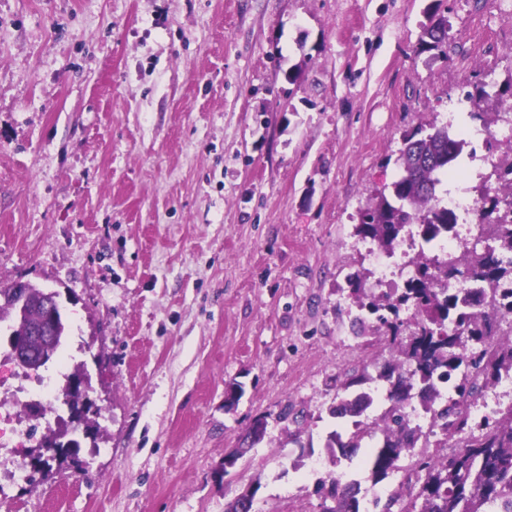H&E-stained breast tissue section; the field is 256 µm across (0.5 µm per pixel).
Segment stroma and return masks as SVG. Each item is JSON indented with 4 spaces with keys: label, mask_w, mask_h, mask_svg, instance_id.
Returning <instances> with one entry per match:
<instances>
[{
    "label": "stroma",
    "mask_w": 512,
    "mask_h": 512,
    "mask_svg": "<svg viewBox=\"0 0 512 512\" xmlns=\"http://www.w3.org/2000/svg\"><path fill=\"white\" fill-rule=\"evenodd\" d=\"M433 4L0 0V288L59 292L100 410L0 512H225L253 485L259 512H321L336 378L372 359L342 301L360 209L466 94L502 101L469 188L512 136V0H443L425 50Z\"/></svg>",
    "instance_id": "1"
}]
</instances>
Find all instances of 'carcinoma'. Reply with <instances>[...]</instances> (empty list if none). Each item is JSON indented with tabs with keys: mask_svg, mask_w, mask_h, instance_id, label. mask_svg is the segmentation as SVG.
Listing matches in <instances>:
<instances>
[{
	"mask_svg": "<svg viewBox=\"0 0 512 512\" xmlns=\"http://www.w3.org/2000/svg\"><path fill=\"white\" fill-rule=\"evenodd\" d=\"M448 39L445 21L424 30L422 48L439 47ZM481 113L498 110L497 94L485 89L466 96ZM468 147L452 124L419 126L403 138L397 159L399 177L376 194L360 212L354 235L370 240L391 253L409 228L424 243L448 235L456 224L455 215L439 205L441 175L455 170ZM499 192L491 197L488 188L481 190L486 206L482 207L479 236L459 256L431 257L418 252L410 264L415 275L405 287L376 295L366 288L370 274L356 271L347 275L350 293L358 309L386 327L381 337L380 353H388L378 373L368 366L345 375L336 387V406L330 414L336 418H357L364 414L371 397L368 388L383 387L385 409L349 437L346 444L336 445L338 433L327 436L326 448L333 464L349 458L336 450L357 448L366 435L380 434L378 447L369 461L371 478L379 483L397 469L403 457H413L414 478H406V491H397L377 505L378 512H512V407L495 416L476 420L464 408H450L438 413L443 434L457 448L453 454L436 458L415 453L414 437L405 417V408L416 399L435 405L436 381L451 379L465 368L470 376L455 382L462 403L476 402L484 389L512 376V334L499 331L512 318V300L485 304V293L512 283V220L500 215L499 204H512V159L494 166ZM478 281L482 288L462 296L448 288V281ZM22 308L15 306L13 288H0V323H7L13 334L21 329L48 326L50 306L45 289L27 284ZM414 310L417 322L410 330L401 317ZM52 329L32 338L30 346L40 357L57 353L66 340L62 312H56ZM42 438L50 447L38 453L78 452L80 441L63 430L54 434L47 428ZM324 499L322 512H359V505L348 486L336 481V473L318 483Z\"/></svg>",
	"mask_w": 512,
	"mask_h": 512,
	"instance_id": "carcinoma-1",
	"label": "carcinoma"
}]
</instances>
